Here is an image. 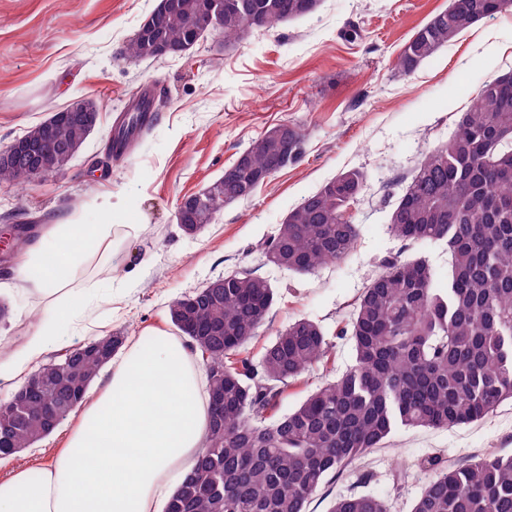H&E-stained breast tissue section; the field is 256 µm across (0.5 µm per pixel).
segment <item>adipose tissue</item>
<instances>
[{
  "mask_svg": "<svg viewBox=\"0 0 512 512\" xmlns=\"http://www.w3.org/2000/svg\"><path fill=\"white\" fill-rule=\"evenodd\" d=\"M111 235V225L73 218L25 246L17 277L46 299V315L11 352L1 387L12 389L33 364L67 346L93 304L72 278ZM199 378L182 339L162 333L132 347L82 412L63 454L38 477L20 472L0 484V512H156L205 446Z\"/></svg>",
  "mask_w": 512,
  "mask_h": 512,
  "instance_id": "obj_1",
  "label": "adipose tissue"
}]
</instances>
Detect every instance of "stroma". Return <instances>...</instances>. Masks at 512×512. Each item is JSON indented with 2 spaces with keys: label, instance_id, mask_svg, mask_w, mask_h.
<instances>
[{
  "label": "stroma",
  "instance_id": "stroma-1",
  "mask_svg": "<svg viewBox=\"0 0 512 512\" xmlns=\"http://www.w3.org/2000/svg\"><path fill=\"white\" fill-rule=\"evenodd\" d=\"M159 0H0V148L78 99L94 101L98 123L61 172L27 182L26 196L0 183V240L9 225L37 234L71 217L113 221L110 259H90L74 285L96 304L81 321L77 344L120 334L147 344L154 331L174 333L168 306L239 266L268 278L276 303L255 346L288 321L307 317L333 337L336 371L354 362L338 331L376 271L401 244L388 216L421 154L447 139L483 83L512 71V11L476 23L409 76L395 67L408 39L450 0H321L316 12L253 30L232 45L208 35L186 55L129 61L124 50ZM152 83L160 118L123 159L107 155L112 122L140 86ZM300 125L305 152L260 186L225 206L194 235L176 222L184 196L223 176L251 138L278 123ZM368 177L355 211L359 237L344 260L304 276L264 265L256 245L274 234L289 210L336 174ZM137 225L134 234L124 227ZM20 255L0 266V363L44 316V303L21 288ZM79 422L71 413L50 436L0 464V483L21 470L50 466ZM512 454V403L453 430L397 427L311 499L308 512H328L333 499L371 491L391 512H409L433 472L424 459ZM409 466L393 486L396 462ZM370 473L369 484L359 477Z\"/></svg>",
  "mask_w": 512,
  "mask_h": 512
}]
</instances>
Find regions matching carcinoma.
Wrapping results in <instances>:
<instances>
[{
    "label": "carcinoma",
    "mask_w": 512,
    "mask_h": 512,
    "mask_svg": "<svg viewBox=\"0 0 512 512\" xmlns=\"http://www.w3.org/2000/svg\"><path fill=\"white\" fill-rule=\"evenodd\" d=\"M142 22L125 54L157 59L158 45L179 56L197 37L202 0H166ZM321 0H224L209 30L228 44L252 30H271L314 13ZM512 9V0H451L406 42L396 69L413 73L477 22ZM90 102L69 106L54 129L39 123L27 144L48 150L44 167L67 168L89 134ZM147 126L131 120L115 138L132 140ZM272 126L251 140L224 176L207 185L206 211L186 206V234L211 223L224 206L251 198L264 183L298 159L306 134L292 125L287 143ZM35 175L14 155L0 152V182L23 184ZM367 175L349 169L327 180L290 210L259 245L265 260L306 275L345 259L359 227L352 211ZM388 224L403 251L379 261L380 271L362 289L349 323L354 364L317 387L287 414L276 415L288 386L321 363L333 344L323 327L302 317L290 322L251 355L257 329L270 316L275 288L248 270L224 274L169 305V318L201 359L207 393H224L222 419L210 418L206 448L171 496L166 512H307L319 490L357 460L383 448L399 426L452 430L485 419L512 400V73L484 82L460 113L448 140L423 153L401 189ZM445 243L448 285L436 284L426 257L406 251ZM106 361L67 352L52 362V377L35 396L15 391L0 403V433L14 448H28L55 429L43 409L68 416L86 399ZM413 502L411 512H512V456L473 455L441 465ZM329 512H389L373 493L335 499Z\"/></svg>",
    "instance_id": "obj_1"
}]
</instances>
